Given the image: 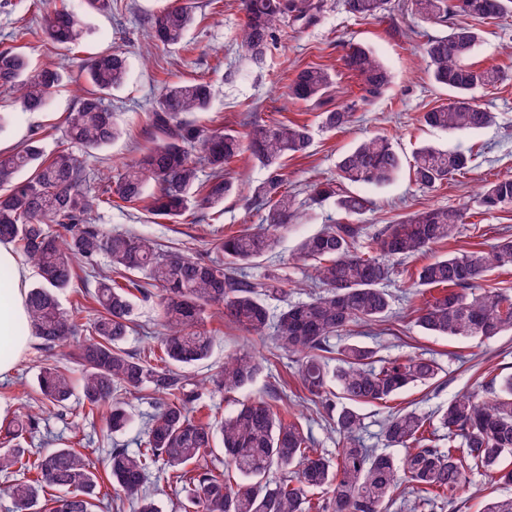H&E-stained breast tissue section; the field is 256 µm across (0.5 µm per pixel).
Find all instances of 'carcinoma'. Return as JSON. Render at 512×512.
Returning <instances> with one entry per match:
<instances>
[{
  "label": "carcinoma",
  "mask_w": 512,
  "mask_h": 512,
  "mask_svg": "<svg viewBox=\"0 0 512 512\" xmlns=\"http://www.w3.org/2000/svg\"><path fill=\"white\" fill-rule=\"evenodd\" d=\"M244 21L236 35L241 49L262 55L282 26L304 29L319 15L321 0H241ZM345 9L363 18L385 19L392 0H344ZM407 9L419 19L445 26L448 33L428 40L425 57L433 80L446 89L445 102L423 113L435 129L479 132L495 123V114L480 107L473 93L497 88L508 75L497 66L468 63L480 36L467 23L473 19L512 16V0H408ZM195 20V0H171L147 18V37L162 46L182 43ZM42 34L68 48L89 35L84 19L66 8L46 11ZM344 67L360 80L362 95L320 115L321 129L336 131L354 122L361 104L382 97L392 76L387 66L362 43L349 42ZM128 71L122 50L104 53L87 66L93 90L79 100L66 119L69 146L46 153L32 137L12 155L0 158V241L13 244L39 270L40 283L27 298L28 325L48 351L74 345L70 352L80 370L79 405L86 417L101 418L110 433H119L131 415L118 393L147 390L155 396V411L142 421L144 449L131 453L113 447L105 475L92 461L69 446L43 453L28 447L40 416L69 407L76 385L70 371L50 358L40 366L38 412L19 414L0 423V472L34 473L8 488L16 512H112L113 503L132 505L134 512H160L145 487L150 467L158 462L186 491L185 512H385L399 496L416 512L418 502L448 504L465 481L466 471L480 472L490 483L512 484V375L493 377L487 395L461 394L431 415L396 411L382 429L389 446L408 449L404 459L378 453L363 445L357 404H383L417 383L436 378L432 359L407 357L377 362L376 349L350 340L354 325L385 321L392 294V260L423 253L452 238L465 223L464 207H433L385 225L374 237V250L357 249L364 234L362 216L370 202L344 188L345 184L385 185L409 166L414 181L434 189L470 167L473 150H449L436 144L417 149L404 162L391 140L373 135L341 155L334 180L313 187L320 204L336 202L342 221L304 238L298 255L313 262L315 287L309 300L275 313L267 298L283 294L278 278L252 282L245 269L273 256L281 235L296 222L299 206L285 187L280 161L304 154L310 146L304 124L250 122L246 138L207 129L193 116L208 108L212 86L206 81L169 84L155 98L146 116L153 131L151 146L141 158L99 179L91 192V177L83 156L101 150L119 134L105 96L119 88ZM64 79L49 65L28 73L26 57L9 47L0 50V87L16 94L28 111L45 107L52 90ZM332 74L304 67L289 79L286 99L307 103L332 84ZM268 170L253 191V201L266 210L262 224L245 226L214 242L221 258L212 260L165 251L131 232L110 233L91 223L102 205L118 199L129 206L149 200L148 212L171 223H184L197 205L218 207L233 191L224 172L244 150ZM209 169L202 178L200 166ZM155 192L146 194L147 184ZM479 206L494 211L512 206V175L488 182ZM65 229L62 237L51 230ZM108 272L101 273L99 259ZM512 265V237L488 250L448 253L422 266L419 287L439 288L441 294L416 308L414 323L431 336L491 340L512 332V295L502 288L470 289L487 272ZM94 277L97 286L85 302L65 308L59 294L80 276ZM152 301L161 327L157 362L144 353L128 352L124 343L134 323L136 301ZM215 308L222 320L261 337L269 329L282 351L295 357L298 376L308 400L321 407L340 438V451L329 458L313 447L311 431L300 418L284 417L273 394L268 399L241 402L224 417L195 420L191 413L197 392L185 368L209 358L212 331L206 313ZM344 336L333 348L330 339ZM336 365L329 367V362ZM264 364L248 352L229 354L214 368L208 384L226 393L250 384ZM445 431L448 447L440 448L428 428ZM224 448V472L200 464L216 441ZM282 477L272 482L271 470ZM109 482L117 498L101 492ZM328 497L315 501L313 491Z\"/></svg>",
  "instance_id": "cac0c4a2"
}]
</instances>
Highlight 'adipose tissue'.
Wrapping results in <instances>:
<instances>
[{"mask_svg":"<svg viewBox=\"0 0 512 512\" xmlns=\"http://www.w3.org/2000/svg\"><path fill=\"white\" fill-rule=\"evenodd\" d=\"M0 267L11 269L12 279L0 286V343L6 352H0V377L11 373L24 355L32 338L28 330L26 297L29 272L21 265L12 245L0 242Z\"/></svg>","mask_w":512,"mask_h":512,"instance_id":"1","label":"adipose tissue"}]
</instances>
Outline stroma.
Here are the masks:
<instances>
[{"mask_svg":"<svg viewBox=\"0 0 512 512\" xmlns=\"http://www.w3.org/2000/svg\"><path fill=\"white\" fill-rule=\"evenodd\" d=\"M65 2L85 14L90 28L83 47L77 51L23 35V28L41 26L46 9L43 0H0V47L18 48L28 57L31 70L53 64L68 74L54 89L48 106L37 112L26 111L12 92L0 88V114L10 117L9 124L0 128V153L16 149L34 133L39 134L49 152L65 143L66 117L91 88L86 75L89 59L113 48L122 49L128 58L126 81L106 97L122 133L105 149L87 157L90 172L120 170L149 146L145 114L167 83L204 79L212 84L210 106L196 116L202 126L220 123L226 130L243 135L248 131L245 120L251 114L267 123L288 120L312 125L307 154L288 157L281 169L289 190L305 206L302 220L282 235L276 258L261 261L248 271L249 278L257 282L270 273L283 281L286 294L268 301L271 310L276 311L287 303L306 300L312 293L313 271L309 264L296 259V249L303 237L336 223L340 215L331 200L319 207L308 206L309 189L316 182L335 177L340 155L359 139L375 132L386 133L405 157L426 143L476 149L468 171L433 190L417 185L406 171L386 185L352 188L353 193L372 202L370 211L362 218L366 230L359 245L363 248L384 225L425 207L464 205L471 211L470 218L459 225L453 238L433 251L396 263L388 320L353 329L354 340L374 347L379 359L422 356L434 359L440 367L437 380L411 387L388 406L361 405L363 443L365 447L379 452L387 450L395 458H402L404 449L386 448L381 437L389 411L404 408L429 414L457 395L480 390L482 382L493 376L512 374L510 333L484 342L423 334L414 324L412 310L430 299L432 292H415L410 276L411 271L433 261L435 256L486 250L501 237L512 235V207L483 213L476 201L483 184L499 175L512 174V82L475 94L477 104L495 113V125L474 135H452L421 121L424 112L446 99L445 91L432 82L423 61L428 39L444 34L445 29L414 19L407 10L396 9L389 18L377 21L348 13L342 0H324L315 25L297 33H279L276 43L256 60L235 41L244 20L240 0H196V21L187 32L185 43L168 48L152 45L143 25L147 12L163 7L167 0H113L111 12L93 14L87 13L84 0ZM478 30L480 44L470 58L471 64L498 66L512 72V17L499 23L479 24ZM346 41L371 47L390 68L393 81L383 97L359 107L355 122L348 128L324 132L316 127L319 113L335 109L359 94L357 77L341 62L342 44ZM307 65L330 71L334 76L332 86L318 101L286 102L282 92L289 78L295 69ZM228 176L235 185L234 192L220 207L197 209L196 223L172 224L143 208L116 205L98 209L94 222L103 229L133 232L195 257L209 254L214 231L229 234L247 225L255 227L262 216L251 197L254 187L266 178V171L245 152ZM207 326L215 332L212 352L208 361L190 367L194 379L204 378L211 366L223 363L225 354L243 349L259 355L265 369L244 390L229 394L203 390L201 403L226 415L239 402L257 400L268 396L272 388H281L287 411L303 414L317 448L325 455H335L338 437L315 405L304 400L292 358L278 351L271 338L247 335L214 317ZM44 357L41 340L32 339L15 369L0 379V399L8 402L9 413L23 412L38 399L37 373ZM127 402L135 420L124 432L108 435L101 419L84 417L75 405L66 415L44 417L33 434V445L45 451L78 445L97 469H104L109 448L119 446L132 452L140 449L139 419L153 410L150 394L142 392L140 396L128 397ZM488 496L512 497V486L485 484L483 477L471 472L452 503L441 509L423 505L418 512H481Z\"/></svg>","mask_w":512,"mask_h":512,"instance_id":"35a3bbf8","label":"stroma"}]
</instances>
